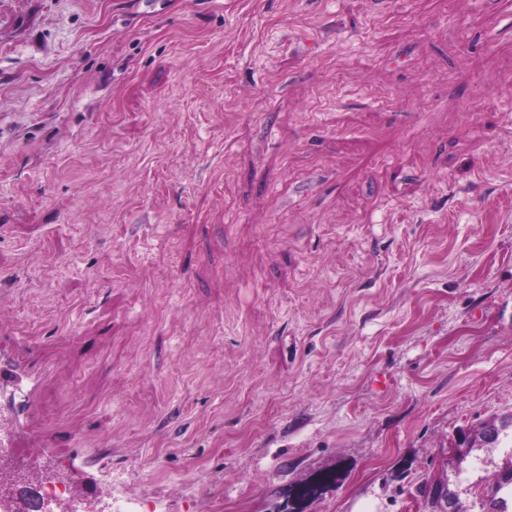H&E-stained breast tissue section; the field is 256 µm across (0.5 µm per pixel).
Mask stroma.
I'll return each mask as SVG.
<instances>
[{
	"mask_svg": "<svg viewBox=\"0 0 512 512\" xmlns=\"http://www.w3.org/2000/svg\"><path fill=\"white\" fill-rule=\"evenodd\" d=\"M17 455L101 512H427L512 440V0H0ZM10 385L26 393H34L35 377L31 370H20L0 357V387ZM494 422H487L486 425L477 427L472 433L464 435L454 447L455 451H460V448H490L492 444L496 443L497 429L493 424ZM425 489L428 502L436 506L431 511L455 512L457 510L456 498L453 492L448 489V481L446 479L436 478Z\"/></svg>",
	"mask_w": 512,
	"mask_h": 512,
	"instance_id": "stroma-1",
	"label": "stroma"
}]
</instances>
